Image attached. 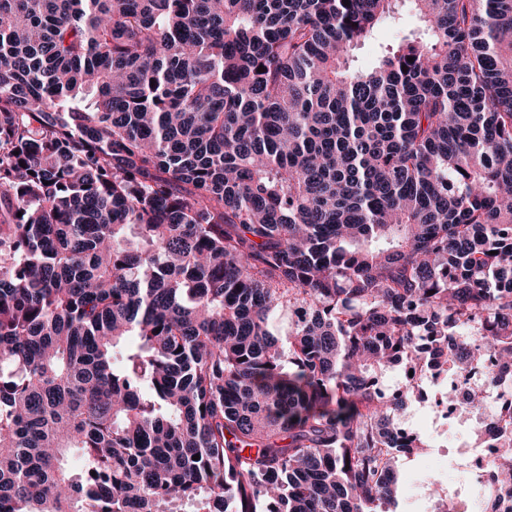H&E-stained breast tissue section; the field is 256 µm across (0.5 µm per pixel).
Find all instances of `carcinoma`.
Returning a JSON list of instances; mask_svg holds the SVG:
<instances>
[{"label": "carcinoma", "mask_w": 512, "mask_h": 512, "mask_svg": "<svg viewBox=\"0 0 512 512\" xmlns=\"http://www.w3.org/2000/svg\"><path fill=\"white\" fill-rule=\"evenodd\" d=\"M410 5L0 0V512H393L512 367V0ZM396 32L393 28H380L377 32L376 40L366 42L354 51L353 64L359 68L370 67L376 59V51L378 43H390L396 37ZM447 381L446 377H442L440 383L427 389L428 400L422 403H411L408 410L401 415V418L409 422L410 430L430 436L434 448H427L420 454L399 458L398 469L405 484V493L398 499L397 512H422L420 510L425 507L431 508L432 501L425 496V493L429 494L426 476L430 475L431 480L443 493L453 482L468 484L473 481L474 475L457 465L463 462L467 454L461 455L459 452L461 448L448 447V433L454 432L458 436L461 435L473 441L472 428L457 420L448 421V427L442 431L436 430L433 425V418L437 414L433 410L431 401L436 393L443 391ZM446 448H448V454ZM448 473H452L456 480L450 479Z\"/></svg>", "instance_id": "carcinoma-1"}]
</instances>
